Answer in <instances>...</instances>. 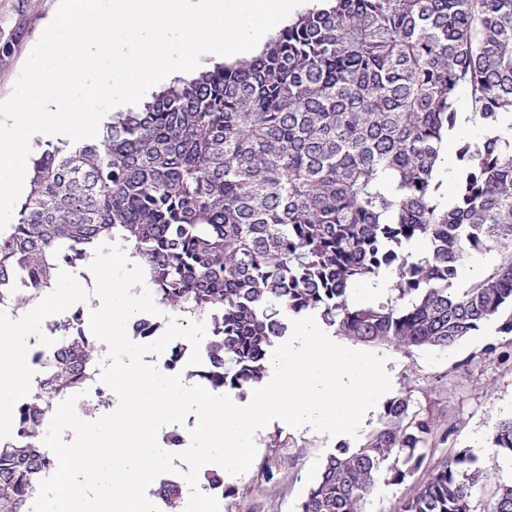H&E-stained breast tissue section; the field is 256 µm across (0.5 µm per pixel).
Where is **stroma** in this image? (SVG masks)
<instances>
[{
    "label": "stroma",
    "mask_w": 512,
    "mask_h": 512,
    "mask_svg": "<svg viewBox=\"0 0 512 512\" xmlns=\"http://www.w3.org/2000/svg\"><path fill=\"white\" fill-rule=\"evenodd\" d=\"M58 0H0V42H12L11 55L0 61V100L7 99L31 49L53 19ZM496 352H489V344ZM370 352L388 359L392 397H409L414 411L431 419L434 433L423 449L419 469L401 485L380 481L365 512H398L405 498L426 483L449 458L465 452L475 458L486 479L473 498L482 512L505 482L504 453L492 450L495 426L512 416V337L491 322L453 347L404 349L373 344ZM368 420L358 437L333 438L298 433L282 421L270 422L256 442L251 468L220 501V512H297L315 483L326 457L338 446L356 448L379 426Z\"/></svg>",
    "instance_id": "stroma-1"
}]
</instances>
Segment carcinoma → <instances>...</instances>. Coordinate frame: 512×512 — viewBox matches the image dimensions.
<instances>
[{"label":"carcinoma","mask_w":512,"mask_h":512,"mask_svg":"<svg viewBox=\"0 0 512 512\" xmlns=\"http://www.w3.org/2000/svg\"><path fill=\"white\" fill-rule=\"evenodd\" d=\"M463 88L480 133L458 151L450 201L438 168ZM506 115L512 0H329L252 59L112 113L100 140L46 142L17 222L0 231V292L22 309L120 242L160 306L207 321L200 381L239 398L304 312L338 336L406 349H446L499 319L512 335V313L501 318L512 309ZM486 254L497 263L459 285L462 262ZM387 270L394 297L349 302ZM76 318L50 326L60 342L45 379L0 437V512H22L36 493L50 464L43 422L100 359ZM161 326L140 318L133 338ZM432 434L408 398L389 402L364 444L327 456L298 512H362L380 478L400 485L420 467ZM492 443L512 454V417ZM483 479L459 452L400 512H475ZM157 496L178 512L176 487ZM484 512H512V484Z\"/></svg>","instance_id":"1"}]
</instances>
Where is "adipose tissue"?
Returning a JSON list of instances; mask_svg holds the SVG:
<instances>
[{"instance_id": "1", "label": "adipose tissue", "mask_w": 512, "mask_h": 512, "mask_svg": "<svg viewBox=\"0 0 512 512\" xmlns=\"http://www.w3.org/2000/svg\"><path fill=\"white\" fill-rule=\"evenodd\" d=\"M96 323L104 345L126 343L124 334L112 328L116 322H133L139 311L155 307V297L140 279L117 280L109 265L101 264L93 270L92 287H78L75 291ZM40 314L21 312L10 324L0 326V396H17L27 386L32 367L30 349L17 343L18 337L39 335Z\"/></svg>"}]
</instances>
